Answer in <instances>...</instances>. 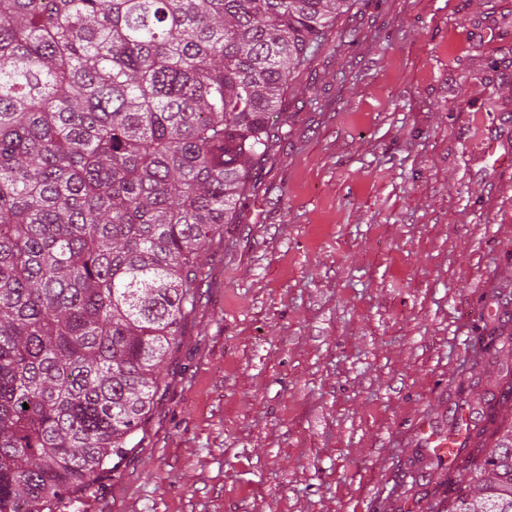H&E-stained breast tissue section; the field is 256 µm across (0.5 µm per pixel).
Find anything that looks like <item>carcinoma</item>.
I'll list each match as a JSON object with an SVG mask.
<instances>
[{
  "mask_svg": "<svg viewBox=\"0 0 512 512\" xmlns=\"http://www.w3.org/2000/svg\"><path fill=\"white\" fill-rule=\"evenodd\" d=\"M352 0H0V512L130 448L288 136V86ZM28 408H23V405ZM448 455V512H512V424Z\"/></svg>",
  "mask_w": 512,
  "mask_h": 512,
  "instance_id": "1",
  "label": "carcinoma"
}]
</instances>
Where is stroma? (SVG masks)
<instances>
[{"label": "stroma", "instance_id": "stroma-1", "mask_svg": "<svg viewBox=\"0 0 512 512\" xmlns=\"http://www.w3.org/2000/svg\"><path fill=\"white\" fill-rule=\"evenodd\" d=\"M204 255L134 446L46 512H429L512 351V0H357Z\"/></svg>", "mask_w": 512, "mask_h": 512}]
</instances>
